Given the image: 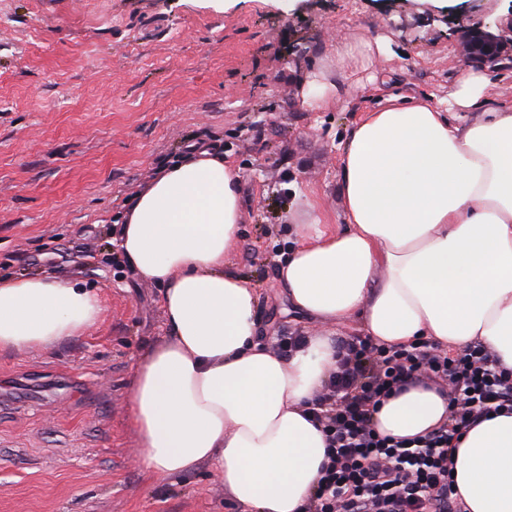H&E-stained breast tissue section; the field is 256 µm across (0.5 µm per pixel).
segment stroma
Listing matches in <instances>:
<instances>
[{
    "label": "stroma",
    "mask_w": 512,
    "mask_h": 512,
    "mask_svg": "<svg viewBox=\"0 0 512 512\" xmlns=\"http://www.w3.org/2000/svg\"><path fill=\"white\" fill-rule=\"evenodd\" d=\"M512 0H0V278L93 289L85 334L0 352V512H241L210 463L167 478L142 464L129 395L169 334L158 285L115 243L128 198L188 145L242 175L225 268L255 288L260 335L357 334L290 311L278 258L298 225L342 221L339 157L362 110L448 98L473 18ZM387 36L371 67L312 109L301 88L336 42Z\"/></svg>",
    "instance_id": "obj_1"
}]
</instances>
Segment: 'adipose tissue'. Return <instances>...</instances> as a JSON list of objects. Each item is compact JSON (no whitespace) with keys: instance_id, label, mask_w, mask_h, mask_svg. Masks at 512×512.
Listing matches in <instances>:
<instances>
[{"instance_id":"adipose-tissue-1","label":"adipose tissue","mask_w":512,"mask_h":512,"mask_svg":"<svg viewBox=\"0 0 512 512\" xmlns=\"http://www.w3.org/2000/svg\"><path fill=\"white\" fill-rule=\"evenodd\" d=\"M384 36L336 47L302 96L322 108L332 71L367 69ZM474 112L454 123L450 111ZM242 176L201 150L160 169L125 204L119 247L163 288L170 334L142 355L130 408L142 462L158 477L212 463L243 512H300L326 460L304 415L336 367L330 336L291 356L257 341L258 299L226 272L242 222ZM343 226L300 228L277 280L293 310L330 325L356 321L388 344L429 337L480 344L512 369V103L488 71L461 75L450 108L388 99L349 130L340 157ZM97 293L41 276L0 280V351L25 354L87 332ZM448 399L419 383L373 415L394 438L444 423ZM469 512H512V415L483 420L454 458Z\"/></svg>"}]
</instances>
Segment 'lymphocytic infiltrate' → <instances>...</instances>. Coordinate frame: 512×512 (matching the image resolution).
I'll return each instance as SVG.
<instances>
[{"label":"lymphocytic infiltrate","instance_id":"lymphocytic-infiltrate-1","mask_svg":"<svg viewBox=\"0 0 512 512\" xmlns=\"http://www.w3.org/2000/svg\"><path fill=\"white\" fill-rule=\"evenodd\" d=\"M336 347L337 370L308 409L328 461L302 512H466L449 451L481 418L512 413V370L478 344L455 351L430 340L388 346L353 335ZM419 379L447 391V423L407 441L377 434V407Z\"/></svg>","mask_w":512,"mask_h":512}]
</instances>
